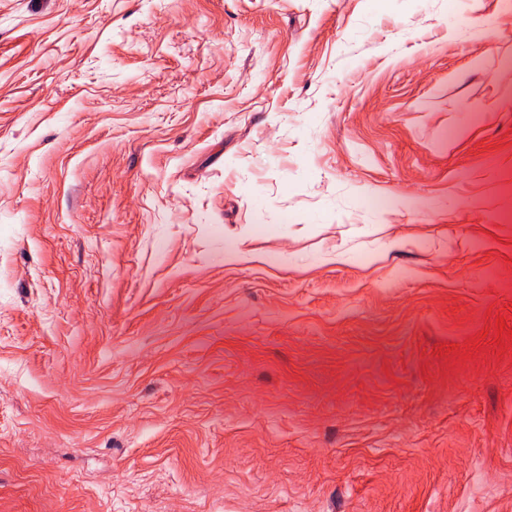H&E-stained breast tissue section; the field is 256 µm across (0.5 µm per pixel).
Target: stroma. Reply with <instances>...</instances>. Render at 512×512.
<instances>
[{
    "label": "stroma",
    "instance_id": "1",
    "mask_svg": "<svg viewBox=\"0 0 512 512\" xmlns=\"http://www.w3.org/2000/svg\"><path fill=\"white\" fill-rule=\"evenodd\" d=\"M0 512H512V0H0Z\"/></svg>",
    "mask_w": 512,
    "mask_h": 512
}]
</instances>
